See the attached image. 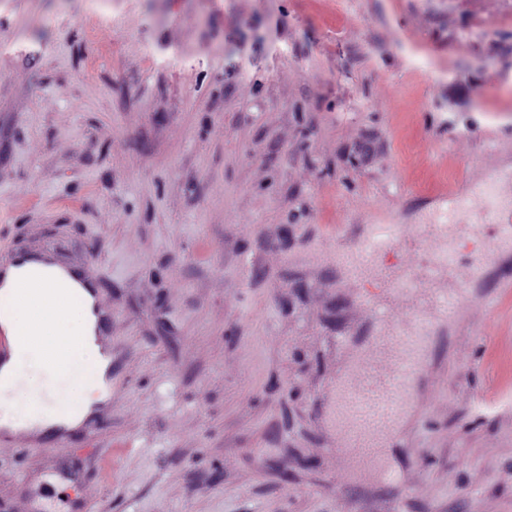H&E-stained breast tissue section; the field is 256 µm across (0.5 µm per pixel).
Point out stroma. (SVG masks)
I'll use <instances>...</instances> for the list:
<instances>
[{
	"label": "stroma",
	"instance_id": "obj_1",
	"mask_svg": "<svg viewBox=\"0 0 512 512\" xmlns=\"http://www.w3.org/2000/svg\"><path fill=\"white\" fill-rule=\"evenodd\" d=\"M507 222L512 0H0V260L91 269L112 349L63 447L0 440V512H512ZM374 224L410 237L387 270L451 241L465 302L371 467L341 379L411 324L339 262Z\"/></svg>",
	"mask_w": 512,
	"mask_h": 512
}]
</instances>
